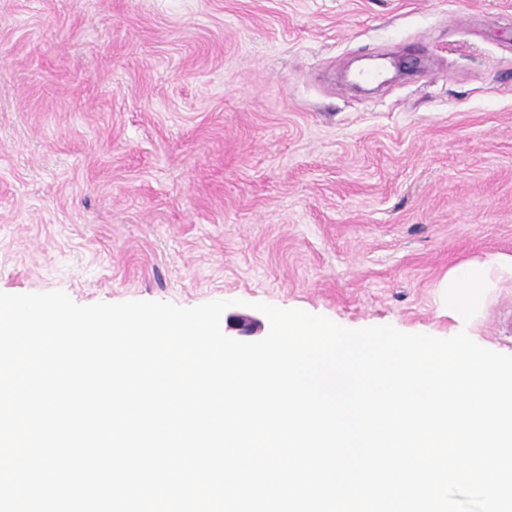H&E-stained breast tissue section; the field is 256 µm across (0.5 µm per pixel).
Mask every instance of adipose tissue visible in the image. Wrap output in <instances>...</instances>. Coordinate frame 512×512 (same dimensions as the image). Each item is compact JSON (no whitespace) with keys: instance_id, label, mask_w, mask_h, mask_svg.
<instances>
[{"instance_id":"obj_1","label":"adipose tissue","mask_w":512,"mask_h":512,"mask_svg":"<svg viewBox=\"0 0 512 512\" xmlns=\"http://www.w3.org/2000/svg\"><path fill=\"white\" fill-rule=\"evenodd\" d=\"M495 273L512 276V263L501 262L492 256L456 269L444 283L449 308L460 316L474 310L481 304Z\"/></svg>"}]
</instances>
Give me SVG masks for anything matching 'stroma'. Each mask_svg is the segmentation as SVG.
Instances as JSON below:
<instances>
[{
	"label": "stroma",
	"mask_w": 512,
	"mask_h": 512,
	"mask_svg": "<svg viewBox=\"0 0 512 512\" xmlns=\"http://www.w3.org/2000/svg\"><path fill=\"white\" fill-rule=\"evenodd\" d=\"M512 0H0V292L264 302L512 355ZM512 276V263H503L491 256L483 262H477L456 269L441 288H448V306L457 315L470 313L481 304L487 288H489L491 275Z\"/></svg>",
	"instance_id": "obj_1"
}]
</instances>
